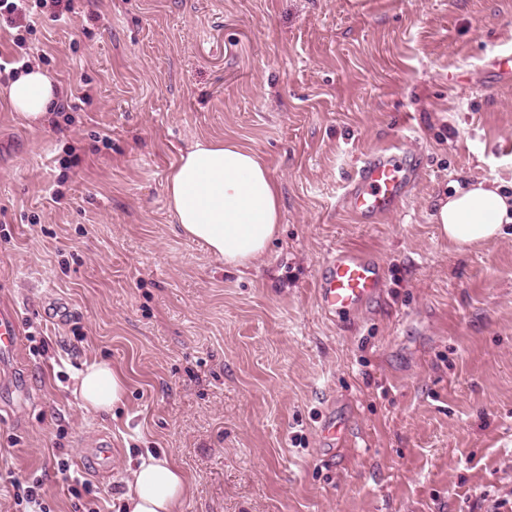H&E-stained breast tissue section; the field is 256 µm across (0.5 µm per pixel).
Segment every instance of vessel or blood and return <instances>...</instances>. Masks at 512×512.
<instances>
[{"label": "vessel or blood", "instance_id": "1", "mask_svg": "<svg viewBox=\"0 0 512 512\" xmlns=\"http://www.w3.org/2000/svg\"><path fill=\"white\" fill-rule=\"evenodd\" d=\"M418 158L397 143L380 146L365 155L351 176L344 193L348 213L371 224L396 212L407 192ZM385 283L382 264L348 248L331 251L324 260L315 288L321 312L334 320L360 313L378 298ZM20 328L11 307L0 306V353L18 346ZM99 472L111 473L110 441L100 440L88 454Z\"/></svg>", "mask_w": 512, "mask_h": 512}]
</instances>
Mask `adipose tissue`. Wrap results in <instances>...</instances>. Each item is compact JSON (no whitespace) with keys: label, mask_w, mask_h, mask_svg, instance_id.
I'll list each match as a JSON object with an SVG mask.
<instances>
[{"label":"adipose tissue","mask_w":512,"mask_h":512,"mask_svg":"<svg viewBox=\"0 0 512 512\" xmlns=\"http://www.w3.org/2000/svg\"><path fill=\"white\" fill-rule=\"evenodd\" d=\"M13 111L43 122L57 100L53 77L32 66L0 86ZM168 205L182 234L205 245L224 267L243 270L262 262L278 232L280 193L257 153L234 140L202 139L183 153L166 181ZM442 236L458 249L477 247L512 223V195L481 180L455 185L432 215ZM74 392L86 412L108 414L126 396L124 376L110 361L80 371ZM188 494L184 472L167 456H140L126 482L123 512H180Z\"/></svg>","instance_id":"ef3b65f1"}]
</instances>
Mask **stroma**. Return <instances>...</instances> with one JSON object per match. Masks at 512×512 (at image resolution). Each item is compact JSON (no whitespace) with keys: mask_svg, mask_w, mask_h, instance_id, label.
<instances>
[{"mask_svg":"<svg viewBox=\"0 0 512 512\" xmlns=\"http://www.w3.org/2000/svg\"><path fill=\"white\" fill-rule=\"evenodd\" d=\"M27 44L61 94L38 125L0 97V305L47 347L0 359V512L31 476L52 512H83L57 447L101 512L145 451L187 476L182 512L512 501V223L460 251L430 220L464 179L512 191V82L486 67L512 49V0H74ZM205 138L252 148L280 188L279 231L243 273L168 210L172 166ZM389 142L422 169L396 213L358 223L345 187ZM338 247L386 270L344 322L314 294ZM101 358L127 378L110 415L73 393ZM331 415L349 430L332 454ZM101 437L108 476L85 463Z\"/></svg>","mask_w":512,"mask_h":512,"instance_id":"35a3bbf8","label":"stroma"}]
</instances>
